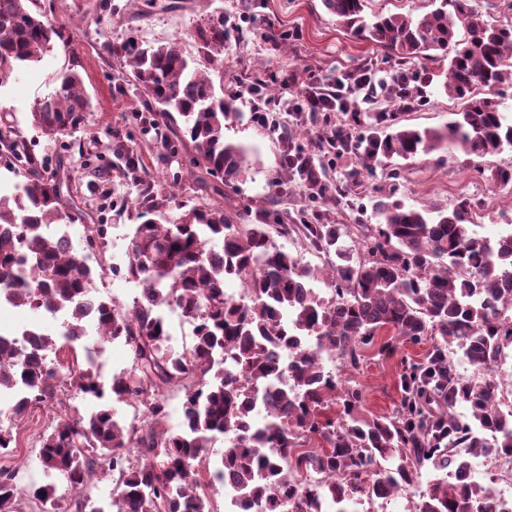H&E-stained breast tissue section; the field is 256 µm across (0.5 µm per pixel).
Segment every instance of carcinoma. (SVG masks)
Listing matches in <instances>:
<instances>
[{
  "label": "carcinoma",
  "instance_id": "cac0c4a2",
  "mask_svg": "<svg viewBox=\"0 0 512 512\" xmlns=\"http://www.w3.org/2000/svg\"><path fill=\"white\" fill-rule=\"evenodd\" d=\"M367 0H322L353 36L373 43L400 68L416 59L448 61L441 90L462 103L440 127L408 124L396 112H368L379 126L359 140L368 174L395 158L461 150L477 156L512 148V119L502 111L512 89V21H483L473 0H437L412 16L377 13ZM55 28L26 0H0V88L49 50ZM224 13L208 16L193 36L196 55L184 40L129 42L120 48L132 69L135 90L167 121L181 117L162 144L175 140L191 152L203 189L206 177L228 185L247 170L245 148L224 138L237 115L224 97ZM55 93L36 101L32 124L49 138L72 136L90 108L75 72L55 78ZM301 167L286 170L304 183L309 200L325 199V169L301 150ZM137 223L127 260L112 275L136 279L144 296L128 308L101 305L98 347L121 340L130 374L112 377L102 390L90 350L65 347L49 333L28 346L0 337V393L20 403L0 407L13 423L33 408L56 410L40 435L39 465L48 478L85 487L97 472L115 477L112 497L88 507L84 494L69 512H218L215 495L229 480L249 512H351L354 499L398 494L430 464L438 476L409 512H492L484 483L451 482L470 458L500 450L512 455V412L496 402L490 374L512 348V232L493 239L472 230V205L461 199L433 216L379 200L376 227L347 247L342 224L322 223L317 208L301 212L306 238L334 250L325 272L336 294L331 305L310 291L316 274L301 256L277 246L272 232L288 225L237 223L213 188L191 206L175 203L149 186L135 208ZM85 212L60 185L34 171L0 194V290L35 309H65L69 335H85L79 306L90 271L83 254L51 231L53 224L84 222ZM88 249L106 247L101 224L85 230ZM237 280L246 300L231 299L225 284ZM172 308L195 324L189 346L170 345L163 310ZM392 333L378 347L391 356L396 342H432L424 365L403 375L400 408L392 414L359 416L362 392L334 380L320 354L336 353L355 365L358 350ZM473 367L456 372L454 359ZM183 393L177 432L166 426L168 393ZM91 395L100 407L84 415L64 397ZM147 405L144 421L126 420L112 401ZM468 411L461 418L457 406ZM224 436L220 459L207 448ZM320 444L313 445L314 440ZM311 471L335 479L311 481ZM16 481L0 482V512H23ZM43 512H57L56 484L35 488Z\"/></svg>",
  "mask_w": 512,
  "mask_h": 512
}]
</instances>
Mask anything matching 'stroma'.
Wrapping results in <instances>:
<instances>
[{
  "label": "stroma",
  "mask_w": 512,
  "mask_h": 512,
  "mask_svg": "<svg viewBox=\"0 0 512 512\" xmlns=\"http://www.w3.org/2000/svg\"><path fill=\"white\" fill-rule=\"evenodd\" d=\"M30 10L47 15L57 30L52 49L42 61L25 69L15 82L0 88V188L23 181L30 169L44 175L60 174L63 192L87 199L85 223L69 225L74 247H81L85 224L108 227L107 252L126 253L130 242V205L139 200L142 186L117 179L125 169L128 154L137 155L141 168L161 184L173 186L181 199L199 195L198 169L189 163L185 149L171 150L160 144L155 131L159 115L144 105L133 86L117 50L128 41L163 44L187 36L200 27L210 10L224 13L228 36L225 57L234 60L225 71L228 83H247L262 77L270 96L292 99L311 83L327 81L337 74L374 61L384 64V53L372 43L346 31L322 0H27ZM291 31L281 43V31ZM61 71L77 73L91 106L84 126L60 142L49 139L30 120L34 103L51 94L53 77ZM427 102L404 113L411 124L438 127L448 122L454 110L438 82L425 89ZM235 106L242 117L224 131L226 140L250 149L244 181L227 186V206L242 223H255L261 212H287L289 223H297L308 206L297 179L283 178L284 146L306 149L327 170L329 182L344 180L357 169L356 157L336 159L320 151L314 141L293 136L282 142L279 131L258 125L253 103L239 98ZM22 140L35 166L12 157L8 142ZM405 174L395 198L412 208L448 210L462 198L483 213L487 236L512 227V184L497 183L495 173L512 168V149L477 157L453 150L444 158L419 155L402 164ZM387 184L381 179L359 177L345 196L335 202H320L326 223L376 224V204ZM428 344L399 342L394 355L377 356L374 347L361 349L358 365L342 363L338 379L358 386L363 394V417L391 414L400 405V378L407 364L423 361ZM48 409L31 410L25 430L18 433V448L6 464L18 469L19 485L42 484L39 467L32 458L36 440L47 424Z\"/></svg>",
  "instance_id": "obj_1"
}]
</instances>
